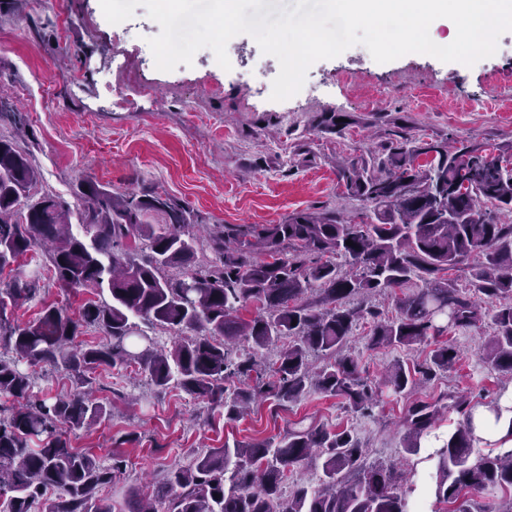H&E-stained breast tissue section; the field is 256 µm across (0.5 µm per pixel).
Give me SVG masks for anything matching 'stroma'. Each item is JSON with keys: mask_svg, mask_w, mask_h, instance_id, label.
<instances>
[{"mask_svg": "<svg viewBox=\"0 0 512 512\" xmlns=\"http://www.w3.org/2000/svg\"><path fill=\"white\" fill-rule=\"evenodd\" d=\"M123 27L129 38L120 50L113 36ZM159 32L141 6L124 25L109 23L99 0H26L19 12L0 17V88L28 119L19 144L40 172L39 193L70 201L87 177L118 191L157 185L209 224H275L307 208L344 215L361 210V202L338 189L336 160L368 155L400 125L422 138L451 133L493 146L512 142V31L502 34L492 57L470 67L416 53L380 64L357 44L310 67L322 81L317 90L305 86L284 101L271 98L278 65L266 73L254 69L265 55L252 36H235L230 69L204 48L192 66L164 72L147 43ZM75 72L80 83L73 86L69 76ZM142 84L154 86L153 96H139ZM123 94L129 106L113 107L112 96ZM323 109L359 121L328 138L309 127L314 112ZM371 112L385 113V121L362 123ZM35 270L46 289L43 302L77 316L90 292L59 288L42 256L0 273V289L8 288L15 272ZM370 327L360 323L351 342L370 384L379 385L392 362H420L432 351L426 344L411 350L371 347ZM488 332L482 324L443 333V341L459 351L455 368L410 397L379 385L380 405L371 418L312 392L285 408L257 401L248 416L228 421L207 400L156 389L142 374L133 378L100 367L93 373L94 396L109 415L70 441L107 462L117 452L127 457L126 470L105 491L120 508L128 490L151 491L170 467L189 465L224 444L275 439L300 421L348 428L367 442L368 462L397 463L408 482H420L421 498L432 504L433 441L423 440L418 454L406 453L402 420L415 399L433 402L453 394L484 404L512 391V382L482 366L479 349Z\"/></svg>", "mask_w": 512, "mask_h": 512, "instance_id": "obj_1", "label": "stroma"}]
</instances>
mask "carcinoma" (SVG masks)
<instances>
[{
  "label": "carcinoma",
  "mask_w": 512,
  "mask_h": 512,
  "mask_svg": "<svg viewBox=\"0 0 512 512\" xmlns=\"http://www.w3.org/2000/svg\"><path fill=\"white\" fill-rule=\"evenodd\" d=\"M2 120L22 133L21 113L0 95ZM354 123L346 112L323 111L310 128L340 135ZM487 151L484 142L450 146L446 137L417 138L402 127L371 158L352 156L337 166L343 195L365 205L356 218L306 209L278 224H215L201 235L200 215L165 192H119L86 180L74 207L39 196L29 154L17 138L0 135V273L39 245L59 287L100 296L76 318L46 305L37 320L22 324L12 308L40 297L39 272L0 289V395L20 400L0 416L3 512H32L38 504L41 512H115L99 491L126 466L119 455L106 465L65 437L109 415L91 391L41 395L24 364L63 367L83 384L97 367L137 364L155 387L206 399L224 408L227 421L241 418L259 397L285 407L312 391L370 416L376 391L348 352L361 321L373 322L370 346L400 348L485 321L482 363L512 380V224L494 215L512 211V169L500 163L512 159V143L498 147L496 158ZM204 248L214 255L209 269L195 267ZM471 260L467 295L453 272ZM413 279L422 286L397 300L396 316L385 319L365 305ZM310 292L318 299H305ZM482 299L494 307L483 308ZM251 303L256 314L242 318ZM89 326L107 343H77L79 329ZM187 331L195 333L189 341L164 340L167 332ZM283 339L288 345L267 367L260 352ZM313 353L327 359L318 369ZM458 359L453 345L441 344L413 370L391 363L384 384L408 395ZM233 376L253 377L256 385L229 387ZM472 409L463 396L448 404L415 402L404 420V449L416 454L442 411L459 415L435 452V496L450 512H472L475 492L512 491V448L474 455ZM304 462L320 470L319 485L299 483L282 499L288 471ZM51 490L58 491L54 499L46 498ZM125 505L126 512H410L396 467L367 463L363 442L350 430L312 424L173 466L149 497L133 490Z\"/></svg>",
  "instance_id": "carcinoma-1"
}]
</instances>
